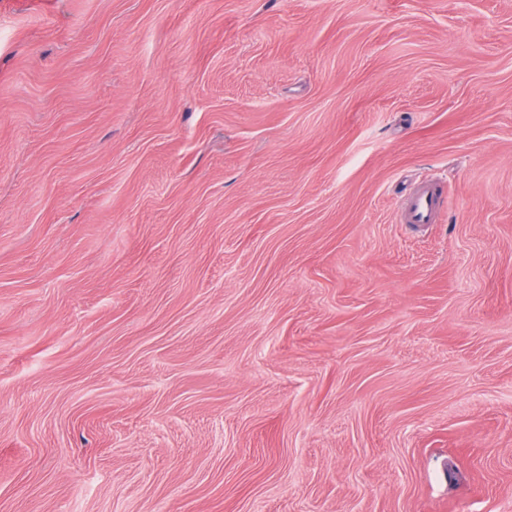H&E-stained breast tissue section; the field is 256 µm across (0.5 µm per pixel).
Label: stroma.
<instances>
[{"mask_svg": "<svg viewBox=\"0 0 512 512\" xmlns=\"http://www.w3.org/2000/svg\"><path fill=\"white\" fill-rule=\"evenodd\" d=\"M0 512H512V0H0ZM445 206L443 181L436 179L416 182L406 194L400 222L413 226L437 224Z\"/></svg>", "mask_w": 512, "mask_h": 512, "instance_id": "obj_1", "label": "stroma"}]
</instances>
